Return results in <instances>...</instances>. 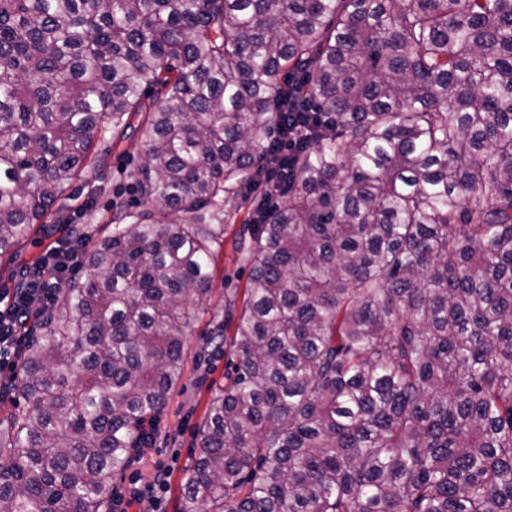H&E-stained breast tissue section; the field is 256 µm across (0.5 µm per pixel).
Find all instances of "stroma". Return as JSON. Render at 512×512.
<instances>
[{"mask_svg":"<svg viewBox=\"0 0 512 512\" xmlns=\"http://www.w3.org/2000/svg\"><path fill=\"white\" fill-rule=\"evenodd\" d=\"M95 151L103 156V175L93 181L78 180L73 183L74 194L64 200L62 217L79 223L78 211L87 200H94L99 214H106L113 202L135 206L139 199L132 191L126 177L128 170L138 167L141 161L139 149L123 153L113 148L111 142L97 143ZM64 230L55 225L52 233H37L21 245L13 254L0 258V289L14 287L23 268L36 266L48 246L54 244ZM215 277L210 302L211 312L196 320L185 338L187 368L176 386L168 407L159 416L152 444L140 450V457L133 465L116 476L115 485L129 481L150 480L157 463H173L169 491L164 508L177 512L180 480L194 464L200 438L198 427L204 417L212 388L223 382L232 353L228 346H217L211 338L213 324L210 315L224 309V292L229 288H245L250 267L237 261L232 246H224L215 256Z\"/></svg>","mask_w":512,"mask_h":512,"instance_id":"stroma-1","label":"stroma"}]
</instances>
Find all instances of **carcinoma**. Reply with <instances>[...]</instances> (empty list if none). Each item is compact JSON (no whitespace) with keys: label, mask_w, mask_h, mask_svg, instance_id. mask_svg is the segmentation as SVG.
I'll use <instances>...</instances> for the list:
<instances>
[{"label":"carcinoma","mask_w":512,"mask_h":512,"mask_svg":"<svg viewBox=\"0 0 512 512\" xmlns=\"http://www.w3.org/2000/svg\"><path fill=\"white\" fill-rule=\"evenodd\" d=\"M128 136L144 208L24 343L0 512H108L238 198L178 512H512V0H0V257Z\"/></svg>","instance_id":"obj_1"}]
</instances>
